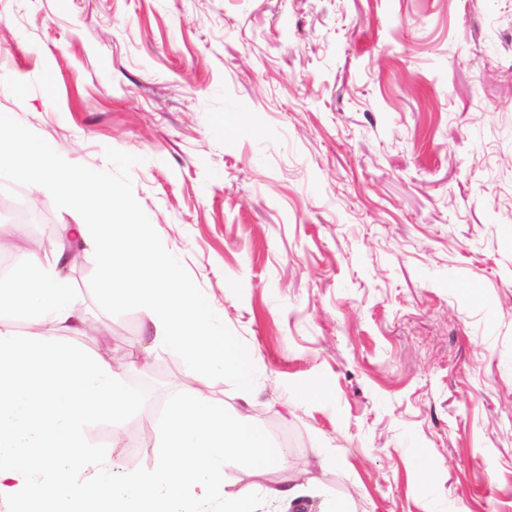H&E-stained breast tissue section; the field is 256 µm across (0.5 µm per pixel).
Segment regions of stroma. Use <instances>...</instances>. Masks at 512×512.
I'll return each instance as SVG.
<instances>
[{
    "instance_id": "stroma-1",
    "label": "stroma",
    "mask_w": 512,
    "mask_h": 512,
    "mask_svg": "<svg viewBox=\"0 0 512 512\" xmlns=\"http://www.w3.org/2000/svg\"><path fill=\"white\" fill-rule=\"evenodd\" d=\"M0 73V113L107 171L263 367L247 406L178 352L141 362L149 311L101 308L97 261L70 267L112 333L60 344L133 364L134 406L82 434L116 479L160 448L116 461L113 429L147 414L160 432L199 385L288 451L285 476L226 467L257 512H322L328 495L512 512V0H0ZM0 194L45 206L22 227L0 208L10 256L75 221L10 170ZM281 485L297 506L267 500Z\"/></svg>"
}]
</instances>
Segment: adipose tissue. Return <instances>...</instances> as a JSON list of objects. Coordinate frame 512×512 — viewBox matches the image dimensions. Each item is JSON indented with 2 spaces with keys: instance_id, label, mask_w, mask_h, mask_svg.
<instances>
[{
  "instance_id": "1",
  "label": "adipose tissue",
  "mask_w": 512,
  "mask_h": 512,
  "mask_svg": "<svg viewBox=\"0 0 512 512\" xmlns=\"http://www.w3.org/2000/svg\"><path fill=\"white\" fill-rule=\"evenodd\" d=\"M0 169L53 190L78 216L69 234L100 264L102 306L147 308L151 349L179 351L203 380L231 375L250 397L261 365L224 335L217 310L182 279L168 243L154 237L148 214L123 202L119 186L71 164L49 141L20 135L7 112L0 113ZM60 262L30 250L18 258L22 276L0 279V500L28 507L46 499L45 512H58L61 502L96 512H178L187 500L201 505L220 495L223 512H256L251 498L227 489V463L265 472L283 467L286 455L256 423L229 419L201 389L175 400L149 474L116 483L104 458L85 451L86 419L119 416L133 397L122 368L51 339L54 330L81 335L87 320ZM19 323L29 325L27 334L16 331Z\"/></svg>"
}]
</instances>
